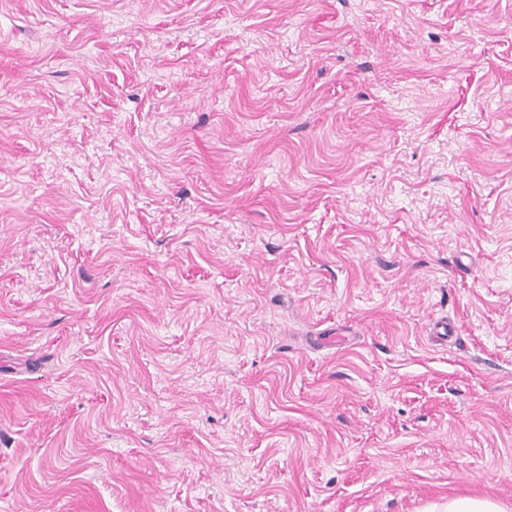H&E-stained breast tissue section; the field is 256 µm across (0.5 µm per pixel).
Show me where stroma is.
Segmentation results:
<instances>
[{
  "label": "stroma",
  "instance_id": "1",
  "mask_svg": "<svg viewBox=\"0 0 512 512\" xmlns=\"http://www.w3.org/2000/svg\"><path fill=\"white\" fill-rule=\"evenodd\" d=\"M460 494L512 507V0H0V512Z\"/></svg>",
  "mask_w": 512,
  "mask_h": 512
}]
</instances>
